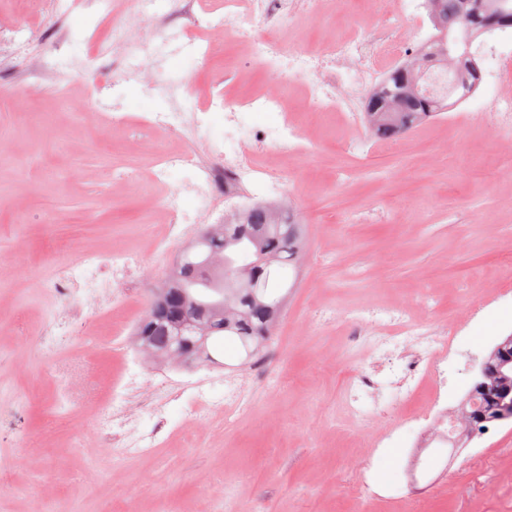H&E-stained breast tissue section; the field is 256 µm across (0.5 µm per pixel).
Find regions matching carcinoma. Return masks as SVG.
I'll list each match as a JSON object with an SVG mask.
<instances>
[{"label":"carcinoma","mask_w":512,"mask_h":512,"mask_svg":"<svg viewBox=\"0 0 512 512\" xmlns=\"http://www.w3.org/2000/svg\"><path fill=\"white\" fill-rule=\"evenodd\" d=\"M437 15L429 16L432 27L445 39H430L416 57L424 61V68H439L449 58L460 61L466 76L459 87L470 90L469 80L476 79L480 71L472 58L470 48L480 35L505 24L512 26V0H439ZM448 111V95L425 97L419 81L401 64L388 70L379 85L372 89L365 101L364 119L375 124L379 140H391L437 119ZM389 112L398 113L402 131L393 129L386 118ZM238 226L241 232L228 242L218 244L196 240L181 253L176 264L184 268L166 287L194 302L211 319L212 330L205 344V354L219 350L224 341L236 344L245 356L260 355L267 347L272 332L270 323L278 322L287 293L288 274L297 269L301 236L290 232L292 222L283 216L273 223L263 206H251L243 213ZM224 250L225 259L236 264L248 261L253 271L250 287L236 293L234 300L239 309L236 321L229 323L217 311L224 307V284L213 278L205 268L206 255L212 249ZM152 335L153 348L164 354L188 343L196 342L179 302H174L168 316L155 320ZM488 389L474 391L479 403L473 411L477 418L458 422L455 440L462 441L491 423L502 421L503 401L497 392L500 382L487 381Z\"/></svg>","instance_id":"cac0c4a2"}]
</instances>
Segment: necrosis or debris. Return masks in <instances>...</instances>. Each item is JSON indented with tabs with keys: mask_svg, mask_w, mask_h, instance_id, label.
<instances>
[{
	"mask_svg": "<svg viewBox=\"0 0 512 512\" xmlns=\"http://www.w3.org/2000/svg\"><path fill=\"white\" fill-rule=\"evenodd\" d=\"M353 0H135L134 12L117 17L113 0H55L51 17L61 20L78 14L100 22L95 35L68 28L48 45L29 72L35 85L50 82L53 74L68 68L70 81L83 87L92 99L89 120L120 129L130 137L163 130L181 141L180 149L162 154L152 177L162 182L171 172L184 173L179 192L165 197L166 236L178 238L191 231L206 216L220 214L252 194L262 201L284 198L278 166L259 163L251 154L228 156L225 142L250 140L284 155L299 148L298 130L284 116L281 91L268 89L245 99H232L224 92V74L211 70L212 61L224 55L230 43L245 47L251 60L275 74L278 81L304 80L313 113L343 112L359 118L360 104L381 80V58L399 61L403 52L397 40L357 32L330 39L310 49L284 41L278 28L284 19L301 12L319 14L331 7L350 9ZM82 43L84 59L67 64L60 50ZM202 70L210 74L209 90L198 97L190 79L167 76L169 58L185 49ZM503 63L494 80L497 94L492 110L498 115L502 162L512 166V26L494 35L491 45ZM133 81L160 99V109L132 124L119 103L121 88ZM222 115L224 132L213 135L211 118ZM129 259L126 252H87L79 264L60 267L53 287H68L86 300H95L103 273L112 283L125 282ZM351 340L366 345L378 359L367 371L355 374L348 389V410L358 424H365L383 408L375 398L381 376L395 381L404 399L417 391L422 375L444 377L448 371L445 330L433 319H413L406 312L382 309L349 313Z\"/></svg>",
	"mask_w": 512,
	"mask_h": 512,
	"instance_id": "4bbe7bcc",
	"label": "necrosis or debris"
}]
</instances>
